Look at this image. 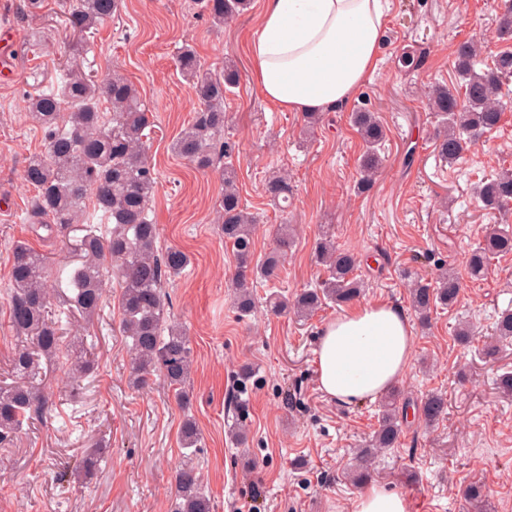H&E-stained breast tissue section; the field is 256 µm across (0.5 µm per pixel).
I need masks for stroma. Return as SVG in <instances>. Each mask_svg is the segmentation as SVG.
<instances>
[{
    "instance_id": "35a3bbf8",
    "label": "stroma",
    "mask_w": 512,
    "mask_h": 512,
    "mask_svg": "<svg viewBox=\"0 0 512 512\" xmlns=\"http://www.w3.org/2000/svg\"><path fill=\"white\" fill-rule=\"evenodd\" d=\"M62 0H0V28L15 35L12 60L0 72V380L11 375L16 343L9 326L11 251L28 241L47 256L56 276L71 258L68 239L40 240L31 231L35 194L23 177L27 158L45 151L43 130L26 116V95L45 89L59 69L64 42ZM512 0H386L385 39L371 81L345 109L321 113L307 128L300 112H282L259 93L249 44L261 0L227 24L214 25L203 0H123L120 12L99 26L84 62L94 74L117 69L138 88L152 114L147 159L157 183L150 217L156 248H178L190 263L166 288V310L188 332L194 366L180 405L158 378L130 382V343L119 330L116 296H109L95 328L98 370L73 383L59 366L48 369L50 417H34L9 448L0 447V512H169L174 471L190 463L202 477L214 512H350L360 485L345 474L354 453L377 428L374 402L342 406L317 380L314 350L323 326L343 313L327 304L304 321L273 313L270 291L295 296L317 285L325 269L314 244L322 234L358 255L367 284L360 304L392 302L409 308L412 269L433 279L439 268L462 272L468 252L485 235L512 226V208L484 209L474 183L512 167V105L498 128L468 139L461 159L439 160V130L428 106L433 88L455 84L456 49L484 41L487 56L511 47L497 36ZM191 45L213 71L232 64L239 85L225 101L224 143L237 171L244 206L258 219L255 256L292 230L275 288L257 286L255 308H235V260L217 224L222 185L217 172L196 169L170 145L200 108L174 58ZM424 50V68L406 73L397 56ZM369 105L387 128L383 165L373 188L354 191L363 143L350 125ZM287 170L290 198L277 205L265 192L268 175ZM512 310V254L491 260L484 278L464 277L457 302L434 311L428 324L411 314L413 356L396 386L402 391V432L396 448L371 460L368 481L400 493L410 512H475L462 495L472 482L486 486L493 512H512V397L497 387L512 373V341L496 336L494 322ZM468 322L473 335L460 344L454 329ZM252 374L242 378V366ZM440 392L448 411L426 425L415 402ZM192 418L196 448L180 445ZM247 426L237 444L228 427ZM106 445L111 460L96 475L59 482L86 449Z\"/></svg>"
}]
</instances>
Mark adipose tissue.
Listing matches in <instances>:
<instances>
[{
    "mask_svg": "<svg viewBox=\"0 0 512 512\" xmlns=\"http://www.w3.org/2000/svg\"><path fill=\"white\" fill-rule=\"evenodd\" d=\"M383 38L381 0H263L250 46L255 83L281 111H338L370 80ZM412 348L402 307L353 308L320 333L319 387L343 406L374 401L402 378Z\"/></svg>",
    "mask_w": 512,
    "mask_h": 512,
    "instance_id": "obj_1",
    "label": "adipose tissue"
}]
</instances>
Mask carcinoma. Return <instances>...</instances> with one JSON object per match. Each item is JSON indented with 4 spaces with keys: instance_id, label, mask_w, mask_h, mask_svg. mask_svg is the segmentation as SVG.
Returning <instances> with one entry per match:
<instances>
[{
    "instance_id": "cac0c4a2",
    "label": "carcinoma",
    "mask_w": 512,
    "mask_h": 512,
    "mask_svg": "<svg viewBox=\"0 0 512 512\" xmlns=\"http://www.w3.org/2000/svg\"><path fill=\"white\" fill-rule=\"evenodd\" d=\"M250 5L251 0H206L205 7L214 24L221 25ZM120 7L121 0H67L65 24L72 41L60 83L57 89H45L26 101L28 118L44 129L47 139L45 152L29 156L24 167V179L36 191L31 216L49 234L71 229L81 232V236L73 244L76 259L67 263L63 288L51 287L45 258L28 243L18 241L12 248L9 323L16 335L11 357L14 380L0 383V443L12 441L32 415L49 409L42 360L59 361L75 381L94 373L95 360L88 354L96 349L98 337L75 336L67 343L65 335L75 325L88 329L99 317L104 307L103 271L108 259L115 264L120 288L122 334L131 340L133 383L141 385L147 375L157 371L178 398L188 400L185 384L194 360L191 341L182 328L169 323L162 288L182 273L190 258L177 248L161 256L156 254L158 229L149 219L156 174L144 154L145 131L151 126L149 110L136 86L124 75L112 72L99 78L84 70L92 29L115 16ZM400 62L406 71L418 72L425 56L409 52L401 56ZM177 68L192 83L200 109L172 141L171 151L198 169L214 168L217 141L224 136L227 120L224 100L236 87L239 75L230 67L222 75H215L190 46L179 51ZM456 71L457 86H439L429 99V108L442 126L437 152L450 163L460 157L466 139L498 127L504 103L512 99L506 83L512 77V51L498 53L488 64L475 43L464 42L457 49ZM351 123L365 143L356 183L357 192L363 194L371 190L374 175L383 164L380 146L386 129L376 113L366 107L351 113ZM236 178L233 165L224 164L220 170L224 194L219 220L224 242L236 259V308L243 317L253 309L251 282L279 281L288 231L282 230L278 249L260 261L254 260L257 218L242 205ZM266 191L275 200L288 201V178L270 176ZM476 193L484 208L502 210L512 202V170L482 180ZM89 197L95 210L112 224L105 234L99 225L85 223ZM510 253L512 230L504 227L468 253L467 274L478 280L486 274L492 258ZM316 256L326 267L327 278L317 287L296 294L292 301L285 295H270L272 311L307 318L328 302L340 305L360 297L364 282L355 274L358 258L353 252L336 247L324 235L316 243ZM404 276L411 280L412 307L424 325L434 309L453 305L462 288L460 277L447 269L441 270L433 283L413 278L408 272ZM398 398L395 389L383 398L378 428L368 447L359 450L354 481L367 478L366 464L373 451L398 443ZM417 409L426 423L433 424L445 417L447 401L441 394L429 393ZM199 441L195 422L185 419L180 432L182 447L195 448ZM105 454L106 449L100 445L92 448L76 460L75 469L91 477L107 464ZM175 485L172 512H213L211 498L202 490L192 466L178 467ZM464 496L477 512H488L483 485L468 484Z\"/></svg>"
}]
</instances>
